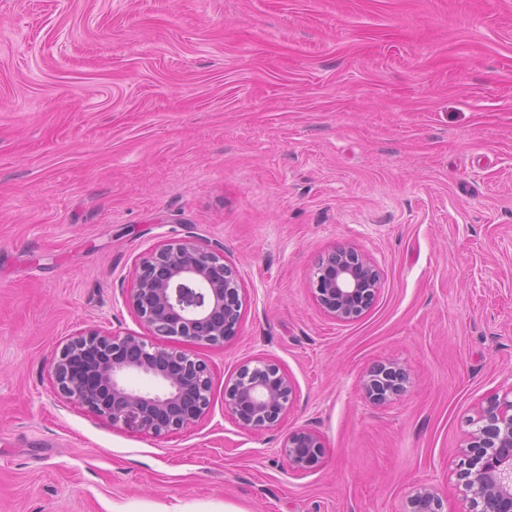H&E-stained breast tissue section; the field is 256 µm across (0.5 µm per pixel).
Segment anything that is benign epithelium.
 I'll list each match as a JSON object with an SVG mask.
<instances>
[{
	"instance_id": "obj_1",
	"label": "benign epithelium",
	"mask_w": 512,
	"mask_h": 512,
	"mask_svg": "<svg viewBox=\"0 0 512 512\" xmlns=\"http://www.w3.org/2000/svg\"><path fill=\"white\" fill-rule=\"evenodd\" d=\"M316 299L339 322L358 320L381 287L377 266L352 246L332 249L316 264ZM241 277L224 249L191 237L146 249L136 260L124 303L136 332L87 328L62 342L51 359V383L64 399L132 432L157 437L186 430L208 413L212 388L208 364L186 345L222 346L241 320ZM155 381L153 391L137 389L127 377ZM405 369L392 361L369 368L362 378L366 396L386 404L405 389ZM294 396L288 375L263 359L244 362L224 390V404L243 429L259 433L284 419ZM477 429L460 449L457 477L469 495L471 512H512V399L496 394L478 411ZM322 437L297 428L280 452L293 472H306L323 455ZM432 485L416 488L405 512H443Z\"/></svg>"
}]
</instances>
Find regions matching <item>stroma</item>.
Listing matches in <instances>:
<instances>
[{
	"mask_svg": "<svg viewBox=\"0 0 512 512\" xmlns=\"http://www.w3.org/2000/svg\"><path fill=\"white\" fill-rule=\"evenodd\" d=\"M187 235L243 287L193 349L207 417L156 437L58 397L54 348L137 330V257ZM342 244L382 273L348 323L312 275ZM254 357L295 386L263 433L224 407ZM511 389L512 0H0V512H404L422 484L468 512L459 450ZM408 376L405 369L392 361L381 362L369 368L362 378L366 396L376 404H386L405 389ZM322 437L308 428L289 431L283 439L280 452L293 472H307L316 467L323 455Z\"/></svg>",
	"mask_w": 512,
	"mask_h": 512,
	"instance_id": "35a3bbf8",
	"label": "stroma"
}]
</instances>
